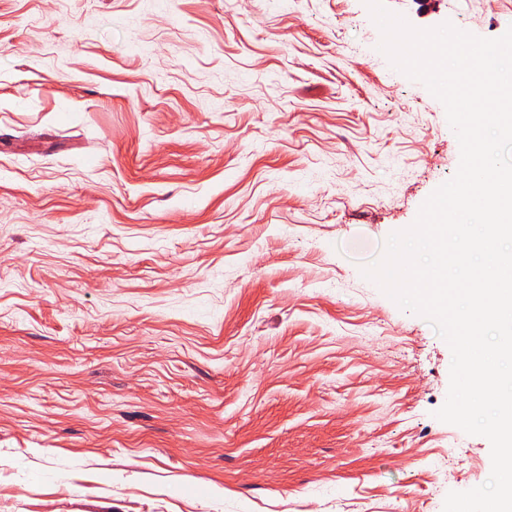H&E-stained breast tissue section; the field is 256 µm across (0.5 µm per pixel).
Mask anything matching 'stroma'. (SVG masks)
Returning a JSON list of instances; mask_svg holds the SVG:
<instances>
[{"instance_id": "1", "label": "stroma", "mask_w": 512, "mask_h": 512, "mask_svg": "<svg viewBox=\"0 0 512 512\" xmlns=\"http://www.w3.org/2000/svg\"><path fill=\"white\" fill-rule=\"evenodd\" d=\"M485 38L512 0H384ZM364 0H0V512H443L490 443L362 269L457 171Z\"/></svg>"}]
</instances>
